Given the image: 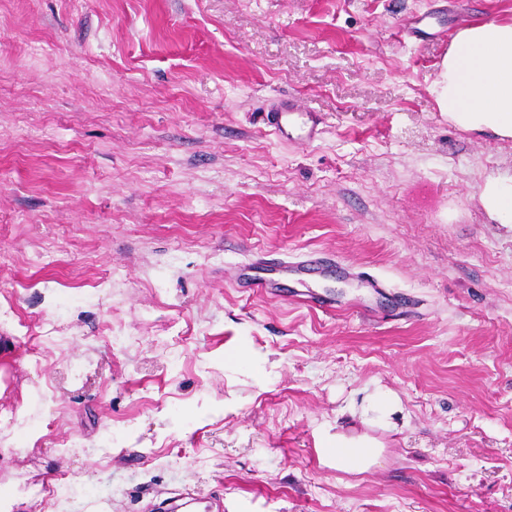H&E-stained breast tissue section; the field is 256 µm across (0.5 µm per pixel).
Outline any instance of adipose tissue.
<instances>
[{"label":"adipose tissue","instance_id":"1","mask_svg":"<svg viewBox=\"0 0 512 512\" xmlns=\"http://www.w3.org/2000/svg\"><path fill=\"white\" fill-rule=\"evenodd\" d=\"M435 92L454 125L512 137V23L490 19L461 29L446 55ZM481 201L490 218L512 224V179L487 178ZM319 447L342 471L365 472L382 450L368 437L323 435Z\"/></svg>","mask_w":512,"mask_h":512}]
</instances>
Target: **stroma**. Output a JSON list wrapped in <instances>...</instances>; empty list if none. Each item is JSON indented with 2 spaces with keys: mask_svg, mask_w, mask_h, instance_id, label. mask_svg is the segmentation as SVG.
Returning a JSON list of instances; mask_svg holds the SVG:
<instances>
[{
  "mask_svg": "<svg viewBox=\"0 0 512 512\" xmlns=\"http://www.w3.org/2000/svg\"><path fill=\"white\" fill-rule=\"evenodd\" d=\"M488 18L512 0H0V512H512V226L479 200L512 138L433 92ZM288 99L313 141L265 125ZM258 252L332 266L271 298L235 284ZM338 430L379 464H326ZM366 405L362 406V414H377L380 418L387 420L394 412L395 401L385 393L376 392L366 399Z\"/></svg>",
  "mask_w": 512,
  "mask_h": 512,
  "instance_id": "1",
  "label": "stroma"
}]
</instances>
